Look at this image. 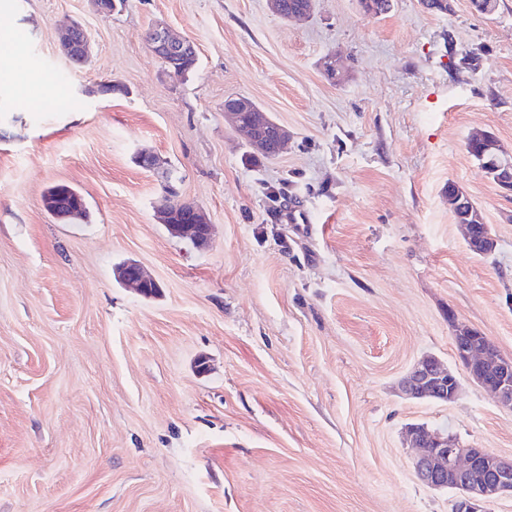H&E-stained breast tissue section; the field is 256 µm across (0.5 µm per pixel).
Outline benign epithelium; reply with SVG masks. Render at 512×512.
<instances>
[{"label": "benign epithelium", "mask_w": 512, "mask_h": 512, "mask_svg": "<svg viewBox=\"0 0 512 512\" xmlns=\"http://www.w3.org/2000/svg\"><path fill=\"white\" fill-rule=\"evenodd\" d=\"M85 51H91L87 32L78 24L64 25L62 51L71 59L75 42ZM149 46L169 72L175 66L197 55L193 43L173 37L166 26L152 27ZM224 118L235 128L245 130L257 153H268L281 148L288 132L265 115L251 100L229 97L224 100ZM496 151L493 163L502 172L503 188L512 191V155L500 144L491 145ZM171 210H166L163 222L169 233L187 240L196 247L211 241L212 225L202 210L194 211L195 219L187 224L170 222ZM471 222L464 224L468 246L483 255L495 248L494 239L485 235L476 237L477 225L483 223L479 209L470 205ZM115 278L123 285L136 289L143 296L158 292L159 284L148 277L135 260H126L115 269ZM455 353L470 378L485 388L499 404L512 410V358L500 356L488 337L470 329L461 328L453 336ZM402 390L412 398H429L449 402L457 398L460 382L456 374L443 367L434 356L422 359L402 379ZM408 439L414 450L412 465L419 481L433 489H453L461 499L456 512H478V506L504 495L512 496V459L506 460L488 448H457L441 433H433L423 426L408 429Z\"/></svg>", "instance_id": "1"}]
</instances>
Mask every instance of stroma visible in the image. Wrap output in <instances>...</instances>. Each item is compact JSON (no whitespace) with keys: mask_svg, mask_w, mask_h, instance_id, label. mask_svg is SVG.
Wrapping results in <instances>:
<instances>
[{"mask_svg":"<svg viewBox=\"0 0 512 512\" xmlns=\"http://www.w3.org/2000/svg\"><path fill=\"white\" fill-rule=\"evenodd\" d=\"M451 5L0 0V512H454L456 491L417 479L408 425L512 458V411L452 344L465 325L512 357V191L465 146L478 129L512 153V0ZM71 21L82 67L59 49ZM158 22L194 44L185 76L151 51ZM230 96L288 130L278 157L225 122ZM452 182L491 254L468 247ZM57 183L87 222L44 210ZM174 195L208 215V247L158 223ZM127 259L158 295L116 281ZM427 355L458 376L453 402L401 394ZM64 37L62 41V51L65 58L71 63L74 60V64L83 65L87 62V58L83 60L84 54L80 48L75 49L72 55L73 47L76 41H80L81 48H84L87 53L91 51V42L87 32L78 24H66L64 25ZM72 55V58H71ZM453 185V190L448 191V201L452 206V212L455 211L459 206L466 204V200L470 201L469 196L461 186L455 183H453ZM470 204L469 218H471L472 222L462 223L466 221V219L462 218L464 212L458 210L456 216H454L455 221L457 224L462 223V225L465 227L466 242L470 248L480 252L483 255L489 254L495 248L494 239L489 235H485L482 238L476 237L475 231L477 225L484 223L479 209L471 201Z\"/></svg>","mask_w":512,"mask_h":512,"instance_id":"stroma-1","label":"stroma"}]
</instances>
